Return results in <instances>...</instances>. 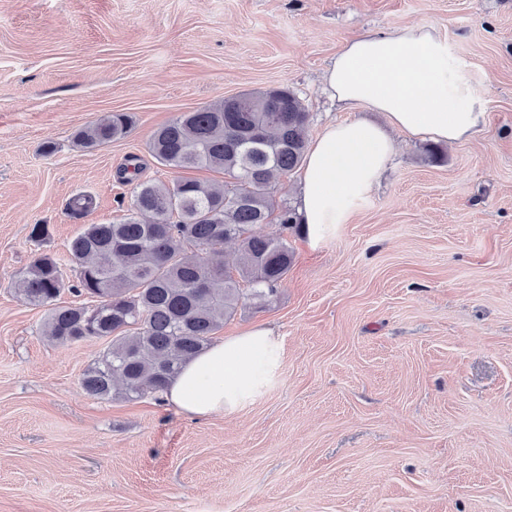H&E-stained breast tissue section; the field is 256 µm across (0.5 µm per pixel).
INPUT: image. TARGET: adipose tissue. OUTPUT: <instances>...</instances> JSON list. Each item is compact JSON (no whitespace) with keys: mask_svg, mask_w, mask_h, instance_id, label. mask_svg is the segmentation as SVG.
Returning a JSON list of instances; mask_svg holds the SVG:
<instances>
[{"mask_svg":"<svg viewBox=\"0 0 512 512\" xmlns=\"http://www.w3.org/2000/svg\"><path fill=\"white\" fill-rule=\"evenodd\" d=\"M324 84L344 108L379 112L384 121L335 122L310 143L298 179L297 214L315 248L349 222L391 163V131L453 145L481 131L487 120L463 65L427 24L349 40ZM281 368V337L256 326L212 343L187 362L166 397L191 416L236 415L277 382Z\"/></svg>","mask_w":512,"mask_h":512,"instance_id":"obj_1","label":"adipose tissue"}]
</instances>
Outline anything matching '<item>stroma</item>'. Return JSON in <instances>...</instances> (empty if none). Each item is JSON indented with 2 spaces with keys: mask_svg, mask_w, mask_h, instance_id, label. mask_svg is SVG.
<instances>
[{
  "mask_svg": "<svg viewBox=\"0 0 512 512\" xmlns=\"http://www.w3.org/2000/svg\"><path fill=\"white\" fill-rule=\"evenodd\" d=\"M418 22L465 64L487 125L440 163L394 133L322 247L265 226L294 263L215 337L274 329L278 381L232 416L87 396L106 343L44 336L46 308L16 291L34 256L71 280L84 225L129 215V157L140 180L183 178L148 152L180 113L285 85L317 136L347 117L323 84L342 45ZM115 112L125 137L77 144ZM79 194L96 201L83 219ZM0 512H512V0H0Z\"/></svg>",
  "mask_w": 512,
  "mask_h": 512,
  "instance_id": "1",
  "label": "stroma"
}]
</instances>
